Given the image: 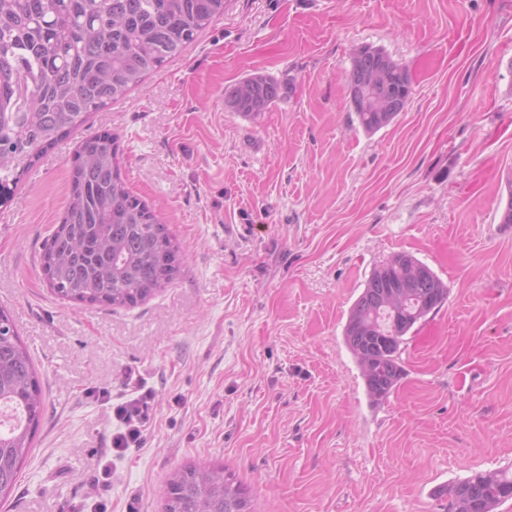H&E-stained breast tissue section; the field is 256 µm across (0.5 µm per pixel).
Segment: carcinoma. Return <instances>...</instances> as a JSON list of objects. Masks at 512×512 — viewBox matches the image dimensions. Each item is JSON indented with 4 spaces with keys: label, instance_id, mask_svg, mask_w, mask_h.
<instances>
[{
    "label": "carcinoma",
    "instance_id": "obj_1",
    "mask_svg": "<svg viewBox=\"0 0 512 512\" xmlns=\"http://www.w3.org/2000/svg\"><path fill=\"white\" fill-rule=\"evenodd\" d=\"M226 0H0V185L20 178L93 112L123 98L183 53L224 15ZM393 83L380 94L410 100L408 67L392 62ZM292 87L261 76L229 92L236 111L254 118ZM377 132L395 112L355 111ZM180 246L162 218L121 176L115 138L90 134L78 144L62 222L43 248V279L59 299L130 308L171 284ZM448 298L426 264L396 254L376 268L355 301L345 343L362 368L372 402L385 400L403 376L401 346L414 326ZM0 500L17 487L45 410L28 347L0 308ZM447 512H494L512 499V478L480 473L438 491ZM162 512H254L247 488L224 467L190 464L169 474Z\"/></svg>",
    "mask_w": 512,
    "mask_h": 512
}]
</instances>
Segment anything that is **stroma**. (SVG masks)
Segmentation results:
<instances>
[{
  "label": "stroma",
  "instance_id": "1",
  "mask_svg": "<svg viewBox=\"0 0 512 512\" xmlns=\"http://www.w3.org/2000/svg\"><path fill=\"white\" fill-rule=\"evenodd\" d=\"M358 45L412 78L374 134L347 92ZM255 73L295 89L255 118L226 109ZM89 126L117 137L129 189L186 252L137 307L61 301L39 259L81 132L0 186V307L46 399L0 512H161L168 474L197 461L256 512H444L439 488L512 472V0H228ZM403 252L448 298L432 348L374 404L343 331ZM132 377L153 398L119 454L112 406Z\"/></svg>",
  "mask_w": 512,
  "mask_h": 512
}]
</instances>
